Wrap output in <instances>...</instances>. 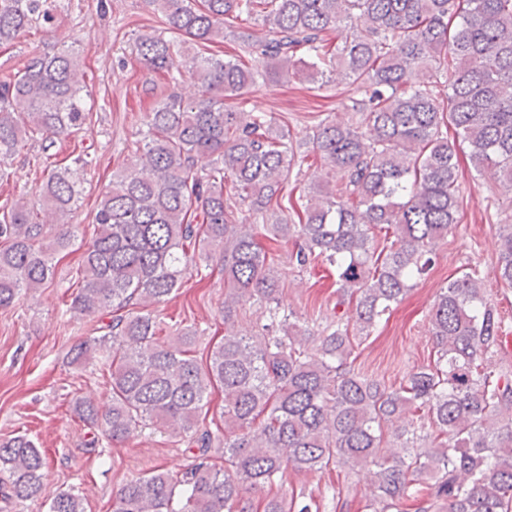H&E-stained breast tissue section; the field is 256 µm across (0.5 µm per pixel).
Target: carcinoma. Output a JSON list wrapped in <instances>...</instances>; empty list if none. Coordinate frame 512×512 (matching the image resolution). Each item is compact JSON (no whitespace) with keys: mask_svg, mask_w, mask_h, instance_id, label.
Listing matches in <instances>:
<instances>
[{"mask_svg":"<svg viewBox=\"0 0 512 512\" xmlns=\"http://www.w3.org/2000/svg\"><path fill=\"white\" fill-rule=\"evenodd\" d=\"M56 2L0 0V43L51 25ZM149 3L159 27L137 38L135 52L168 75V92L146 114L133 160L112 173L69 305L87 317L119 311L70 351L78 368L105 360L111 404L102 412L79 397L74 410L109 442L138 428L172 431L190 435L197 451L176 475L155 470L126 481L113 512H253L246 491L281 486L289 471L332 467L369 475L368 512H512V375L496 362L509 331L480 271L448 281L433 304L434 365L389 388L356 370L348 325L338 320L316 334L279 319L281 272L257 240L261 229L295 239L297 266L323 259L336 267L341 296L355 298L357 334L369 336L457 224L458 148L448 127L467 143L476 173L491 171L512 187V0ZM256 16L271 37L233 30ZM339 28L347 35L334 46ZM229 33L265 69L203 52ZM79 67L66 48L0 80V165L29 141L46 149L80 132L88 112ZM334 72L353 91L344 106L350 118L315 125L309 143L324 164L295 224L285 189L305 157L274 116L231 102L261 81L301 77L321 86ZM444 83L445 100L437 95ZM89 164L82 153L54 166L38 199L20 198L0 214V309L52 280L53 255L75 239L68 217ZM197 211L203 221L195 224ZM377 228L395 237L382 259L370 234ZM199 238L204 259L224 258V321L246 302L269 319L260 335L225 330L204 365L192 355V327L157 338L156 307L201 272ZM493 276L512 287V224L499 227ZM216 385L222 435L199 429ZM410 413L435 432L398 425ZM219 449L222 469L211 463ZM46 465L29 438L0 440V497L39 500ZM315 507L313 496L284 489L263 512ZM47 512H85L83 497L61 490Z\"/></svg>","mask_w":512,"mask_h":512,"instance_id":"cac0c4a2","label":"carcinoma"}]
</instances>
